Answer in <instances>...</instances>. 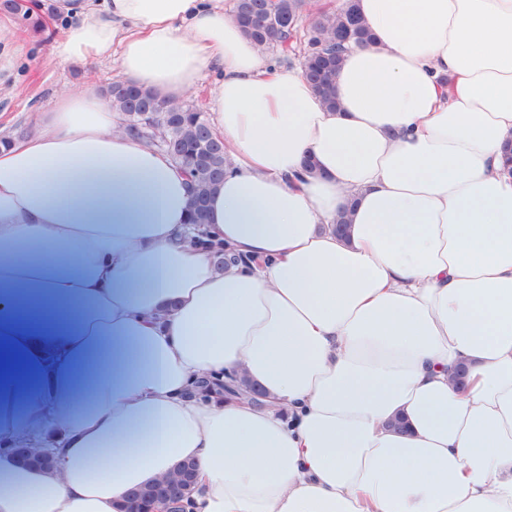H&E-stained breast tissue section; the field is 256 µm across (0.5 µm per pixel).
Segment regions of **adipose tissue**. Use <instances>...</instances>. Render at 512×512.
Returning a JSON list of instances; mask_svg holds the SVG:
<instances>
[{
    "label": "adipose tissue",
    "mask_w": 512,
    "mask_h": 512,
    "mask_svg": "<svg viewBox=\"0 0 512 512\" xmlns=\"http://www.w3.org/2000/svg\"><path fill=\"white\" fill-rule=\"evenodd\" d=\"M56 5L58 60L176 102L218 72L228 164L196 233L92 88L0 146V447L58 461L0 456V512H124L185 461L194 512H512V0H356L333 109L224 0ZM227 374L263 406L195 394ZM14 461L22 467H32L51 470L56 467V461L45 455L39 448H31L23 440L10 448Z\"/></svg>",
    "instance_id": "ef3b65f1"
}]
</instances>
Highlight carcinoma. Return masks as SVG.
<instances>
[{"label":"carcinoma","mask_w":512,"mask_h":512,"mask_svg":"<svg viewBox=\"0 0 512 512\" xmlns=\"http://www.w3.org/2000/svg\"><path fill=\"white\" fill-rule=\"evenodd\" d=\"M309 0H235L234 13L244 33L256 44L296 51L299 22ZM37 0H3V10L20 17L35 32L44 24L38 14ZM348 33L344 48L360 47L371 41L361 18L351 19L347 5L319 10L312 22L308 49L302 68L314 90L329 104H335L334 84L342 51L335 49L334 38ZM112 107L121 112L125 131L135 138L157 137L165 150L186 173L191 185L189 223H208L207 202L213 190L224 181V140L215 132L205 112L194 104L174 105L150 90L118 78L106 89ZM14 461L22 467L51 470L56 461L40 449L21 441L10 449ZM196 465L181 464L152 486L130 494L129 512H147L157 494L168 498V512H186L192 505L195 483L191 478Z\"/></svg>","instance_id":"carcinoma-1"}]
</instances>
